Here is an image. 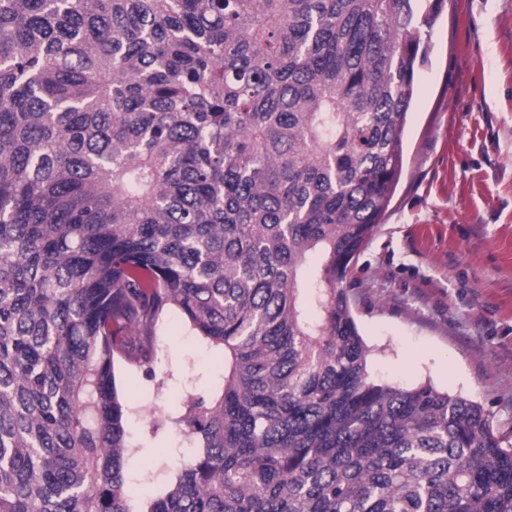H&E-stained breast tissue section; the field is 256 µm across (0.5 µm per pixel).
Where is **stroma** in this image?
Listing matches in <instances>:
<instances>
[{
  "mask_svg": "<svg viewBox=\"0 0 512 512\" xmlns=\"http://www.w3.org/2000/svg\"><path fill=\"white\" fill-rule=\"evenodd\" d=\"M347 288L375 380L478 401L512 443V0H446L415 75L400 180ZM154 344L151 374L115 369L137 500L163 492L186 456L183 401L224 379L222 350L176 309Z\"/></svg>",
  "mask_w": 512,
  "mask_h": 512,
  "instance_id": "stroma-1",
  "label": "stroma"
}]
</instances>
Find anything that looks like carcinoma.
<instances>
[{
    "label": "carcinoma",
    "mask_w": 512,
    "mask_h": 512,
    "mask_svg": "<svg viewBox=\"0 0 512 512\" xmlns=\"http://www.w3.org/2000/svg\"><path fill=\"white\" fill-rule=\"evenodd\" d=\"M444 0H0V512H512L485 409L373 380L346 283ZM224 350L137 511L115 357Z\"/></svg>",
    "instance_id": "obj_1"
}]
</instances>
